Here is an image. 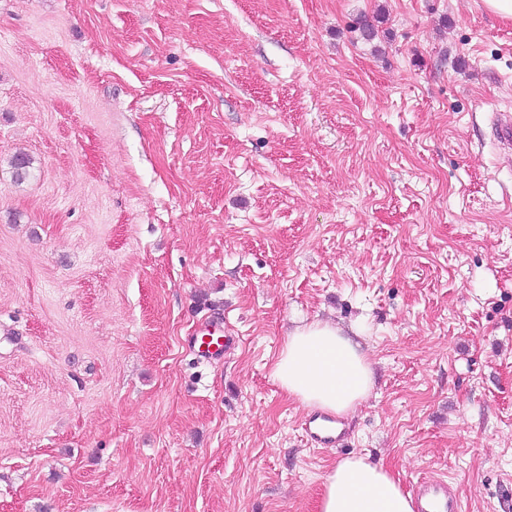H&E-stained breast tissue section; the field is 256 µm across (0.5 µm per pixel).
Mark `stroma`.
<instances>
[{
  "label": "stroma",
  "instance_id": "stroma-1",
  "mask_svg": "<svg viewBox=\"0 0 512 512\" xmlns=\"http://www.w3.org/2000/svg\"><path fill=\"white\" fill-rule=\"evenodd\" d=\"M499 114L483 0H0V512H318L351 454L512 512ZM315 319L339 448L271 377ZM271 374L299 406L337 414L353 411L373 386L371 364L359 345L324 321L288 333ZM336 423L334 418L326 417L322 413L314 412L304 422V431L308 441L315 448H337L343 444L345 434L336 433L331 425Z\"/></svg>",
  "mask_w": 512,
  "mask_h": 512
}]
</instances>
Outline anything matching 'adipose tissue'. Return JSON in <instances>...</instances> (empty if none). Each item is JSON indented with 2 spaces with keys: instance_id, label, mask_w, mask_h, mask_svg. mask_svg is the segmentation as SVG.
Here are the masks:
<instances>
[{
  "instance_id": "adipose-tissue-1",
  "label": "adipose tissue",
  "mask_w": 512,
  "mask_h": 512,
  "mask_svg": "<svg viewBox=\"0 0 512 512\" xmlns=\"http://www.w3.org/2000/svg\"><path fill=\"white\" fill-rule=\"evenodd\" d=\"M272 377L290 400L338 414L353 411L373 386L371 364L358 344L330 322L313 321L289 333ZM320 512H414L395 473L360 455L327 473Z\"/></svg>"
}]
</instances>
